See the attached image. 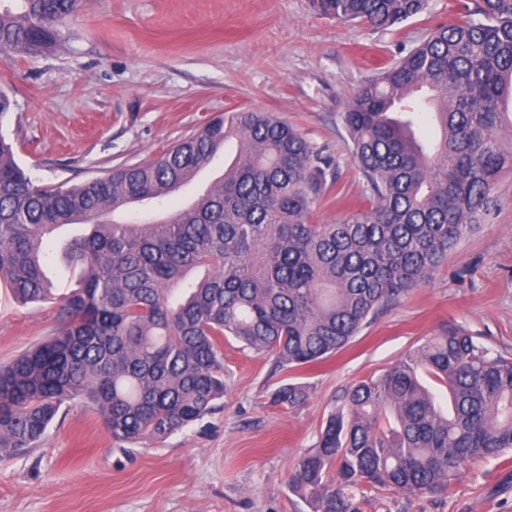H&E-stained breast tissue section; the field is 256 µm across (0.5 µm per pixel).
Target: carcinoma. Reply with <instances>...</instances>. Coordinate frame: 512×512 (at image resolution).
Here are the masks:
<instances>
[{
  "label": "carcinoma",
  "instance_id": "cac0c4a2",
  "mask_svg": "<svg viewBox=\"0 0 512 512\" xmlns=\"http://www.w3.org/2000/svg\"><path fill=\"white\" fill-rule=\"evenodd\" d=\"M82 0H0V51L37 57L62 41ZM324 15L388 28L428 0H312ZM352 96L339 120L366 205L336 224L312 221L327 186L326 147L266 112L213 117L159 156L79 185H37L0 135V282L20 305L54 304L47 340L0 366V456L36 447L61 406L91 401L117 441L163 440L224 397V341L282 369L345 348L381 310L429 281L494 204L512 171L498 135L512 99V0L463 2ZM431 95L439 137L417 133L413 91ZM224 176L165 222L109 220L134 203L161 207L224 143ZM62 242L77 287L54 292L45 241ZM448 391L438 403L421 375ZM306 399L287 384L273 402ZM512 449V357L463 327L429 337L337 396L290 490L311 512H363L371 492L437 494L469 461Z\"/></svg>",
  "mask_w": 512,
  "mask_h": 512
}]
</instances>
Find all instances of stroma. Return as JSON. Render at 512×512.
Wrapping results in <instances>:
<instances>
[{"mask_svg": "<svg viewBox=\"0 0 512 512\" xmlns=\"http://www.w3.org/2000/svg\"><path fill=\"white\" fill-rule=\"evenodd\" d=\"M454 4L429 0L381 29L311 0H84L54 51H0V89L15 103L0 134L34 183L79 184L157 156L215 114L270 112L334 156L313 215L333 224L365 190L340 113L378 67L456 21ZM494 195L427 283L318 365L287 371L226 341L223 399L164 440H114L85 399L64 404L37 447L0 457V512H310L290 474L340 389L451 326L512 354V172ZM57 325L55 305L20 306L0 284V363ZM289 383L307 390L293 409L272 401ZM364 512H512V449L465 464L438 495L375 491Z\"/></svg>", "mask_w": 512, "mask_h": 512, "instance_id": "obj_1", "label": "stroma"}]
</instances>
